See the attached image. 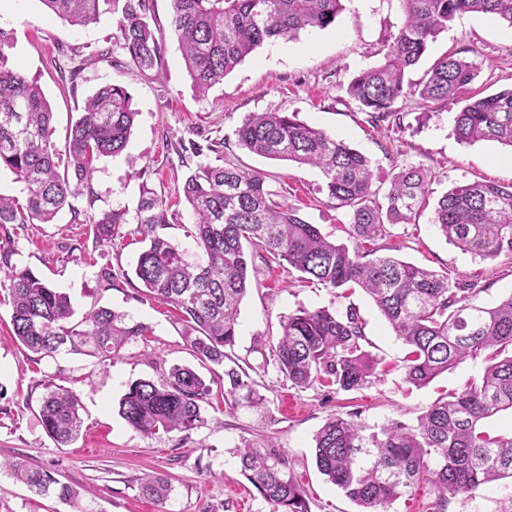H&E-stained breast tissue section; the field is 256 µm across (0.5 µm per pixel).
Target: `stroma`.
<instances>
[{"label": "stroma", "mask_w": 512, "mask_h": 512, "mask_svg": "<svg viewBox=\"0 0 512 512\" xmlns=\"http://www.w3.org/2000/svg\"><path fill=\"white\" fill-rule=\"evenodd\" d=\"M152 8L162 66L144 76L122 48L117 2L98 23L73 27L47 13L40 0H0V29L13 41L9 64L42 88L54 112L57 144H64L71 121L101 85L125 87L138 113L125 151L97 163L92 196L74 200L72 210L62 211L54 223L16 226L13 262L69 295L77 315L103 306L149 328L109 364L81 354L42 358L14 340L11 306L0 288V461L23 457L54 473L79 491L84 512H240L244 497L250 512H273L243 476L239 457L244 444L271 443L304 488L309 512H357L356 504L315 466V436L326 419L348 412L369 433L394 421L416 424L438 398L478 378L483 360L465 361L421 388L408 384L402 367L407 348L362 289L332 290L303 282L286 262H270L252 251L251 287L240 306L234 352L255 368L258 391L265 398L262 407L230 413L216 396L203 406L201 428L144 436L119 416V400L137 379L158 377L176 364L197 366L187 342L191 330L173 307L143 295L134 275L143 248L135 222L123 226L122 238L99 244L88 217L112 209L135 212L142 188L152 189L168 204L167 235L197 259L200 251L186 234L193 218L182 185L198 164L219 162L262 173L277 201L298 208L322 233L349 243L350 216L329 198L319 169L266 159L237 142L236 131L251 114L294 112L300 121L367 156L380 188H388L397 167L431 171L428 206L415 223L389 225L384 252L454 280L479 282V304L493 306L512 295V256L483 262L449 244L431 223L432 205L463 180L511 185L512 147L496 141L459 142L452 106L425 111L414 98L400 100L395 108L401 126L396 129L372 123L347 95L349 82L361 69L382 62L387 37L403 22L399 0H343L332 27L264 44L204 96L195 90L169 27L170 0H153ZM446 52L479 66L463 96L483 97L512 86V29L498 18L456 16L411 79L419 80ZM71 59L84 64L73 88L63 86L59 77L60 65ZM192 141L212 142L219 150L199 157L180 152V145ZM350 305L365 322L368 351L380 361L378 379L349 392L317 384L292 387L267 361V343L277 336L281 319L301 308L342 310ZM50 384L76 392L81 400L82 431L67 446L49 438L40 421L41 399ZM149 475L170 481L172 492L165 501L140 493V482ZM511 500L512 479L504 478L472 495L452 498L447 512H501ZM75 509L0 471V512Z\"/></svg>", "instance_id": "35a3bbf8"}]
</instances>
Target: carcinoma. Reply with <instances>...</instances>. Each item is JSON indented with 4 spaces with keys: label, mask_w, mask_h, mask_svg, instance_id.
I'll return each mask as SVG.
<instances>
[{
    "label": "carcinoma",
    "mask_w": 512,
    "mask_h": 512,
    "mask_svg": "<svg viewBox=\"0 0 512 512\" xmlns=\"http://www.w3.org/2000/svg\"><path fill=\"white\" fill-rule=\"evenodd\" d=\"M72 26L98 21L101 4L112 0H40ZM402 25L389 35L382 63L360 71L348 95L369 110L374 122L401 127L395 104L407 97L426 106L458 105L454 132L471 144L497 141L512 146V87L474 98L460 97L478 76L472 61L437 57L416 82L408 78L437 36L458 14L491 15L512 27V0H400ZM151 0H124L120 21L123 49L142 74L158 71L162 48L149 21ZM343 11L342 0H171L170 27L186 69L199 93L223 82L265 42L292 40L307 30H325ZM11 38L0 30V169L21 184L23 197L0 195V274L9 291L14 339L29 351L53 357L80 353L111 361L148 327L127 315L99 307L73 322L69 297L32 270L12 263L10 224H51L71 200L91 191L96 163L122 153L137 112L122 86L105 84L89 96L72 123L64 149L53 140V112L37 82L8 66ZM239 145L267 159L320 169L330 199L351 214L354 246L329 240L298 210L274 199L263 176L228 165L197 166L182 191L194 216L190 232L206 255L187 260L164 230L167 204L142 192L135 233L145 243L135 276L153 299L180 310L196 335L190 346L203 363L224 367V404L260 405L255 381L232 353L239 305L250 287L244 245L284 260L308 280L327 288L354 284L363 289L408 347L405 380L428 385L458 364L487 354L479 381L436 402L415 426L392 422L366 434L352 414L330 416L315 438L319 472L361 508L387 512L393 501L422 480L438 490L437 512L448 497L468 495L512 476V433L492 437L481 424L512 411V295L497 305L477 303L482 289L381 255L373 247L390 224H410L425 206L431 174L406 166L392 174L384 196L374 186L370 160L326 132L301 122L296 113L260 112L238 128ZM95 240L109 244L121 236L127 211L112 209L89 217ZM432 224L449 243L483 261L512 254V186L467 182L436 202ZM270 359L291 386L316 383L351 391L377 377L378 360L363 349L364 324L356 309H299L281 323ZM212 388L189 366H174L156 379H139L119 401L118 413L146 437L189 432L204 424L201 404ZM79 396L56 387L43 397L39 415L48 436L67 446L80 434ZM241 472L273 512H308L300 485L287 461L273 449L248 444L240 451ZM39 495L50 492L79 507V493L24 459L0 462ZM142 495L164 500L171 484L146 479Z\"/></svg>",
    "instance_id": "cac0c4a2"
}]
</instances>
